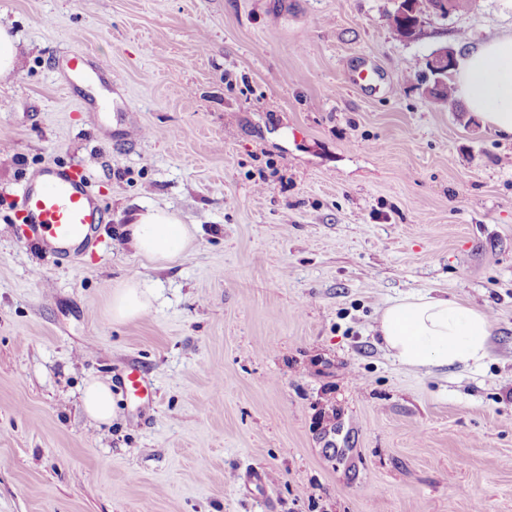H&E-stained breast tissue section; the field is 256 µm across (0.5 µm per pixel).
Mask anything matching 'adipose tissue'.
<instances>
[{
  "label": "adipose tissue",
  "instance_id": "adipose-tissue-1",
  "mask_svg": "<svg viewBox=\"0 0 512 512\" xmlns=\"http://www.w3.org/2000/svg\"><path fill=\"white\" fill-rule=\"evenodd\" d=\"M457 93L468 109L502 136L512 137V34L470 49L459 63ZM125 238L134 252L162 268L193 238L190 225L158 207H145L126 221ZM154 294L131 281L112 294V319L147 315ZM377 332L396 362L412 369L477 365L490 355L491 324L485 313L448 295L415 293L381 313Z\"/></svg>",
  "mask_w": 512,
  "mask_h": 512
}]
</instances>
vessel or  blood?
I'll list each match as a JSON object with an SVG mask.
<instances>
[{
  "instance_id": "obj_1",
  "label": "vessel or blood",
  "mask_w": 512,
  "mask_h": 512,
  "mask_svg": "<svg viewBox=\"0 0 512 512\" xmlns=\"http://www.w3.org/2000/svg\"><path fill=\"white\" fill-rule=\"evenodd\" d=\"M73 75L103 78L106 65L90 68L84 55L64 60ZM27 243L46 253L68 258L97 243L102 213L83 169L76 165L46 167L24 185L16 203Z\"/></svg>"
}]
</instances>
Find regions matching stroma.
<instances>
[{
	"label": "stroma",
	"instance_id": "obj_1",
	"mask_svg": "<svg viewBox=\"0 0 512 512\" xmlns=\"http://www.w3.org/2000/svg\"><path fill=\"white\" fill-rule=\"evenodd\" d=\"M392 10L0 0L22 49L0 82V512H512V139L403 68L511 33L512 0L412 41ZM74 53L105 81L70 89ZM48 163L81 166L107 216L68 261L15 222ZM148 205L193 227L159 269L121 232ZM130 280L154 307L113 322ZM429 290L488 315L485 364L392 359L381 312ZM132 366L151 411L117 390ZM93 378L110 424L80 407ZM81 406L87 416L99 424H108L115 416V401L109 383L88 381L81 394Z\"/></svg>",
	"mask_w": 512,
	"mask_h": 512
}]
</instances>
